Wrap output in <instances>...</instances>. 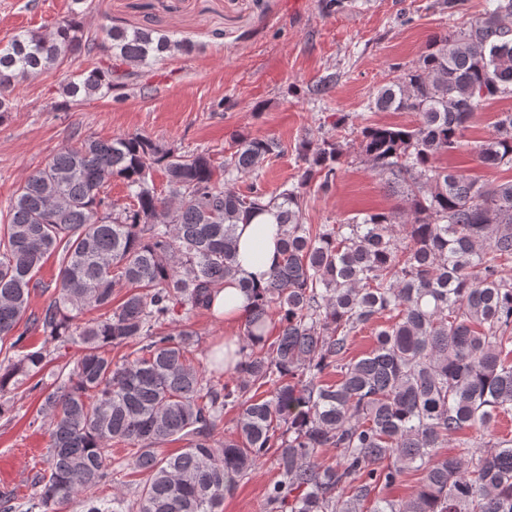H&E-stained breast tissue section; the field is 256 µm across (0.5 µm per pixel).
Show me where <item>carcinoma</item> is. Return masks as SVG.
<instances>
[{
	"instance_id": "cac0c4a2",
	"label": "carcinoma",
	"mask_w": 512,
	"mask_h": 512,
	"mask_svg": "<svg viewBox=\"0 0 512 512\" xmlns=\"http://www.w3.org/2000/svg\"><path fill=\"white\" fill-rule=\"evenodd\" d=\"M195 48L146 25H104L92 36L70 12L49 34L22 31L0 49V112L21 83L94 50L107 63L70 75L64 89L75 102ZM507 96L512 0H486L368 104L417 116L412 127H363L358 146L405 208L340 224L304 223L307 188L329 190L343 164V144L329 137L302 140L306 167L269 198L256 185L229 187L280 149L245 135L218 165L141 133L88 136L28 175L0 225V398L48 363L49 352L25 347L21 323L81 356L29 387L41 392L50 444L27 512H59L79 496L83 512H219L270 454L278 475L266 512H365L373 489L411 472L420 474L411 496L370 512H512V439L460 437L512 416V179L485 184L440 165L468 147L480 106ZM472 151L512 170V112ZM114 179L128 190L122 208L106 196ZM263 212L283 227L281 258L258 290L239 281L255 291L245 353L220 383L194 365L196 332L174 325L175 315L212 309L236 273L235 225ZM52 255L55 291L32 312ZM118 288L127 289L120 299ZM91 309L102 314L84 319ZM383 317L372 349L348 358L350 338ZM123 347L131 351L112 355ZM331 371L334 384L323 381ZM263 387L266 396L254 395ZM228 410L237 411L234 430L217 441ZM175 441L186 448L164 455ZM114 444L146 476L129 502L97 494L115 481ZM326 448L339 450L335 462L321 459Z\"/></svg>"
}]
</instances>
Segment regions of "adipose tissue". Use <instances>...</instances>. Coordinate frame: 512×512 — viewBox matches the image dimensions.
<instances>
[{"mask_svg": "<svg viewBox=\"0 0 512 512\" xmlns=\"http://www.w3.org/2000/svg\"><path fill=\"white\" fill-rule=\"evenodd\" d=\"M280 225L270 223L267 216L260 215L246 224H238L236 237V264L238 272L228 279L223 291L214 302L226 326H234L242 320L249 307L250 297L240 290L239 280L263 283L265 275L280 259Z\"/></svg>", "mask_w": 512, "mask_h": 512, "instance_id": "obj_1", "label": "adipose tissue"}]
</instances>
